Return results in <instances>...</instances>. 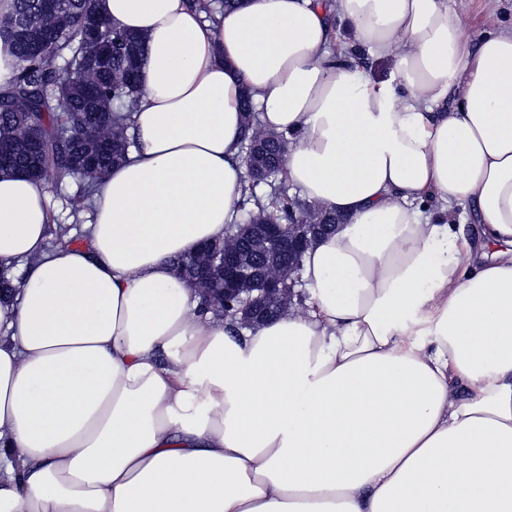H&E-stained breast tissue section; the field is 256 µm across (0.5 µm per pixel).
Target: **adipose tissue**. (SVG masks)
<instances>
[{"instance_id": "1", "label": "adipose tissue", "mask_w": 512, "mask_h": 512, "mask_svg": "<svg viewBox=\"0 0 512 512\" xmlns=\"http://www.w3.org/2000/svg\"><path fill=\"white\" fill-rule=\"evenodd\" d=\"M98 9L145 53L82 245L48 248L43 184L0 174V512H512V25L470 33L451 0ZM245 93L341 224L307 312L238 333L172 260L239 221Z\"/></svg>"}]
</instances>
